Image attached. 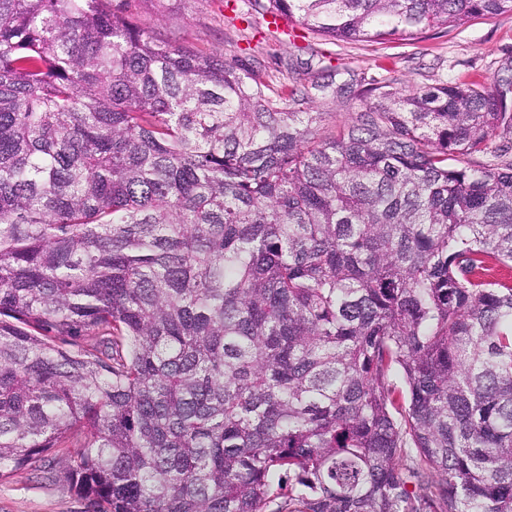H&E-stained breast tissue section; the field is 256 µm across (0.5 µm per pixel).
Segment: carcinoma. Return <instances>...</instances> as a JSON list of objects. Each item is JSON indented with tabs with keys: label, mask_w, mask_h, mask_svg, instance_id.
<instances>
[{
	"label": "carcinoma",
	"mask_w": 512,
	"mask_h": 512,
	"mask_svg": "<svg viewBox=\"0 0 512 512\" xmlns=\"http://www.w3.org/2000/svg\"><path fill=\"white\" fill-rule=\"evenodd\" d=\"M330 41L512 0H253ZM112 0H0V478L95 512H512V81L336 134ZM79 447L71 439L62 448H55L54 468L57 479L32 467L19 470L0 479V512H93L90 502L78 495L60 475L64 459L74 455Z\"/></svg>",
	"instance_id": "1"
}]
</instances>
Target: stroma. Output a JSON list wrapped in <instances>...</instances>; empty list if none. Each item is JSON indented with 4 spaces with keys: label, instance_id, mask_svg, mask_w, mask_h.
<instances>
[{
    "label": "stroma",
    "instance_id": "obj_1",
    "mask_svg": "<svg viewBox=\"0 0 512 512\" xmlns=\"http://www.w3.org/2000/svg\"><path fill=\"white\" fill-rule=\"evenodd\" d=\"M120 12L154 38L260 75L272 91L329 80L342 95L313 94L306 111L321 115L324 134L369 105L364 89L389 80L406 92L446 82L494 85L512 65V11L432 28L407 39L326 41L301 25L277 29L250 0H120ZM0 512H92L64 478L28 467L0 479Z\"/></svg>",
    "mask_w": 512,
    "mask_h": 512
}]
</instances>
